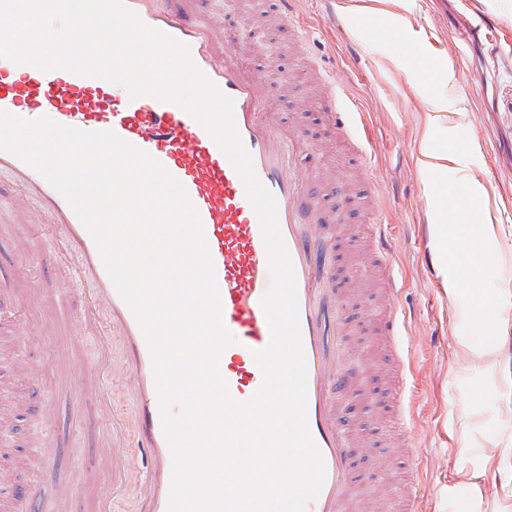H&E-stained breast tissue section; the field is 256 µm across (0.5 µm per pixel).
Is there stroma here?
I'll return each instance as SVG.
<instances>
[{
	"label": "stroma",
	"instance_id": "obj_1",
	"mask_svg": "<svg viewBox=\"0 0 512 512\" xmlns=\"http://www.w3.org/2000/svg\"><path fill=\"white\" fill-rule=\"evenodd\" d=\"M262 0H203L217 22H229L226 42L245 61L263 58L246 37L266 28L282 66L272 117L289 120L322 112L314 129L321 147L305 143L308 193L320 205L327 185L372 175L375 200L393 234V264L406 316L412 437H401L377 403L357 392L346 401L356 459L373 450L370 468L350 498L363 512H400L409 454L425 487L422 512H512V0H295L293 19L306 41L265 27ZM496 31L474 36L480 13ZM344 92L337 110L354 101V141L337 137L324 114L323 81ZM447 151L448 169L428 173L424 152ZM363 153L366 164L356 161ZM468 186L472 199L449 192ZM349 226L335 240L346 296L345 325L371 321L379 282L365 250V213L353 200ZM490 227L489 252L479 281L456 266L439 240V227ZM50 233H32L13 179L0 173V334L18 335L0 380L24 378L29 403L15 407L12 461L0 467L8 481L41 492L43 512H97L106 471L96 430L82 414L94 406L87 369L96 356L93 336L78 313V288L47 254ZM493 343V359L473 348Z\"/></svg>",
	"mask_w": 512,
	"mask_h": 512
}]
</instances>
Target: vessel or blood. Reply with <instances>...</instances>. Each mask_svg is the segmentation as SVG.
I'll return each mask as SVG.
<instances>
[{
	"label": "vessel or blood",
	"instance_id": "b4317fda",
	"mask_svg": "<svg viewBox=\"0 0 512 512\" xmlns=\"http://www.w3.org/2000/svg\"><path fill=\"white\" fill-rule=\"evenodd\" d=\"M127 4L146 26L187 45L195 66L233 101L235 123L255 175L276 201L278 230L295 273L299 342L306 365L305 421L325 466L324 482L306 512H351L349 491L356 477L348 454V432L335 405L348 380L340 344L341 310L328 280L333 233L317 201L305 190L299 156L302 123L294 121L286 131L267 118L268 103L279 91L266 75L267 63L250 66L225 50L215 24L199 10L196 0H127ZM0 110L26 119L46 117L84 132L114 133L181 182L203 227L223 325L242 358L238 365H219V373L234 400L244 402L254 396L264 381L254 354L271 342L261 304L271 286L269 255L245 183L210 133L176 103L147 95L134 98L122 86L110 96L95 77L63 68L44 71L4 57H0ZM1 170L10 172L19 186L28 221L52 227L56 262L63 266L76 260L70 279L91 298L82 319L96 321L102 311L109 316L97 337L95 369L115 377L128 392L135 405L133 423L117 422L109 398L103 396L82 422L104 434L102 451L112 463V485H121L128 448L143 449L152 465L142 487L143 512H168L173 455L162 428L151 353L142 329L109 277L92 235L66 198L9 151L0 150ZM369 222V247L389 303L374 331L393 341L405 328L404 315L396 305L400 290L392 259L393 237L389 225L378 217H370ZM116 341L123 349L118 362L110 356ZM402 360L398 347L385 358L394 375L387 391L388 407L403 424L407 381Z\"/></svg>",
	"mask_w": 512,
	"mask_h": 512
}]
</instances>
